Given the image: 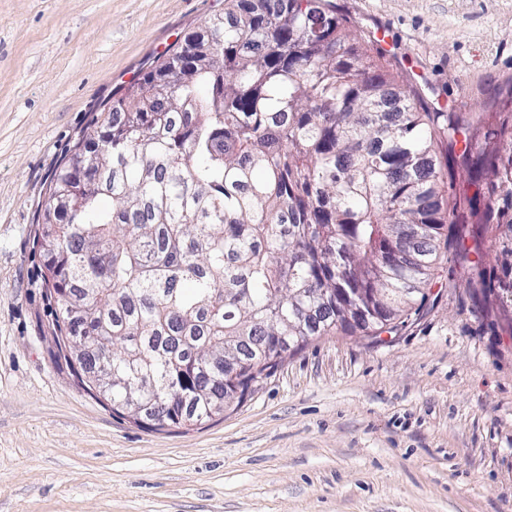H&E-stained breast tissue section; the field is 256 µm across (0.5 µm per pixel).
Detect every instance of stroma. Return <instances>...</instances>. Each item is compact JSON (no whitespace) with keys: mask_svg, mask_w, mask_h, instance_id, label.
<instances>
[{"mask_svg":"<svg viewBox=\"0 0 512 512\" xmlns=\"http://www.w3.org/2000/svg\"><path fill=\"white\" fill-rule=\"evenodd\" d=\"M423 104L512 87V0H335ZM225 0H0V512H512V298L441 260L434 305L343 330L203 424L156 431L52 341L37 222L93 112ZM383 30L385 42L371 39Z\"/></svg>","mask_w":512,"mask_h":512,"instance_id":"stroma-1","label":"stroma"}]
</instances>
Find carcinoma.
<instances>
[{"mask_svg": "<svg viewBox=\"0 0 512 512\" xmlns=\"http://www.w3.org/2000/svg\"><path fill=\"white\" fill-rule=\"evenodd\" d=\"M47 204L70 215L41 237L59 356L95 396L111 364L103 399L138 423H202L315 338L396 331L448 251L476 301L506 288L486 259L512 262V110L424 106L333 0H231L91 116ZM338 288L377 314L349 321ZM106 133H101L100 130L98 132H94L90 138L89 145V155L84 157L85 162L80 163L74 169V175L72 178L71 189L76 190L77 187H81L87 178L90 176L91 169V161L90 159H94L97 155H99L101 150L102 140L104 139Z\"/></svg>", "mask_w": 512, "mask_h": 512, "instance_id": "carcinoma-1", "label": "carcinoma"}]
</instances>
